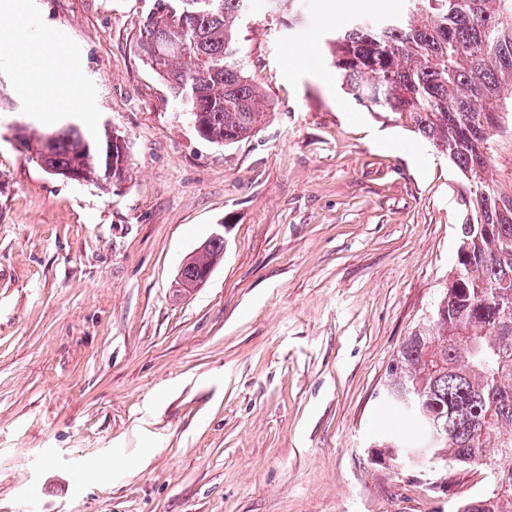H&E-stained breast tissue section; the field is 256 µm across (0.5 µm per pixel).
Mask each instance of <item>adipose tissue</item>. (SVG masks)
Masks as SVG:
<instances>
[{
    "label": "adipose tissue",
    "mask_w": 512,
    "mask_h": 512,
    "mask_svg": "<svg viewBox=\"0 0 512 512\" xmlns=\"http://www.w3.org/2000/svg\"><path fill=\"white\" fill-rule=\"evenodd\" d=\"M0 44H14L20 49H38L42 53L46 66L39 73V89L33 94L34 106H43L46 99H62L68 102L71 109L77 111L79 117H86L83 98L79 93L85 82L76 70L69 52L59 51L46 43L31 44L21 40L17 28H7L0 31Z\"/></svg>",
    "instance_id": "ef3b65f1"
}]
</instances>
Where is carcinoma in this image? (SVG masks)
Returning <instances> with one entry per match:
<instances>
[{
	"mask_svg": "<svg viewBox=\"0 0 512 512\" xmlns=\"http://www.w3.org/2000/svg\"><path fill=\"white\" fill-rule=\"evenodd\" d=\"M403 12L356 18L330 39L345 93L384 112L448 156L469 188L473 223L460 225L448 286L400 345L382 391L389 411L418 436L390 430L379 461L431 469L452 460L490 468L492 489L458 512H512V190L486 177L503 112H512V0H405ZM250 0H155L139 22L142 61L195 122L196 133L232 145L256 131L269 99L237 52ZM46 173L118 190L127 179L124 137L93 141L69 126L15 130ZM224 257L209 236L178 271L181 292Z\"/></svg>",
	"mask_w": 512,
	"mask_h": 512,
	"instance_id": "1",
	"label": "carcinoma"
}]
</instances>
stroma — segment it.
Listing matches in <instances>:
<instances>
[{"mask_svg": "<svg viewBox=\"0 0 512 512\" xmlns=\"http://www.w3.org/2000/svg\"><path fill=\"white\" fill-rule=\"evenodd\" d=\"M154 0H39L92 123L32 111L0 47V512H455L481 466L377 462L380 392L444 289L466 181L345 93L326 47L403 0H252L236 57L272 109L200 138L141 61ZM125 137L117 191L44 172L17 125ZM224 259L176 295L215 231Z\"/></svg>", "mask_w": 512, "mask_h": 512, "instance_id": "stroma-1", "label": "stroma"}]
</instances>
